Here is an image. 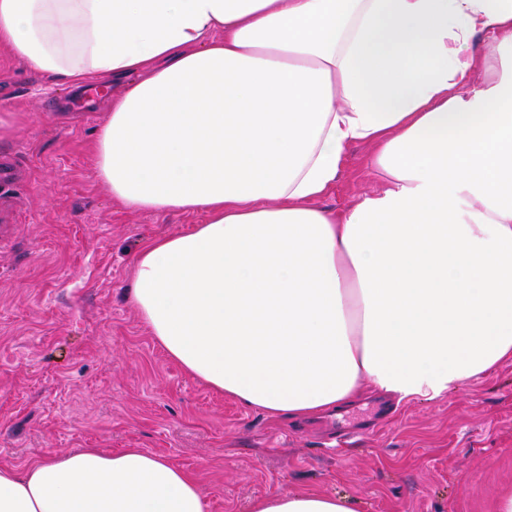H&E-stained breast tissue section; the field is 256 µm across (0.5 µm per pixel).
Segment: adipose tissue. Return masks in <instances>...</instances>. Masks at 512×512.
<instances>
[{
  "label": "adipose tissue",
  "instance_id": "adipose-tissue-1",
  "mask_svg": "<svg viewBox=\"0 0 512 512\" xmlns=\"http://www.w3.org/2000/svg\"><path fill=\"white\" fill-rule=\"evenodd\" d=\"M0 48L82 90L113 202L200 213L129 298L192 377L274 419L434 400L512 360V0H0ZM383 186L316 207L348 149ZM0 512H206L138 448L0 466ZM250 512H357L285 492Z\"/></svg>",
  "mask_w": 512,
  "mask_h": 512
}]
</instances>
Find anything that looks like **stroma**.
<instances>
[{
  "instance_id": "35a3bbf8",
  "label": "stroma",
  "mask_w": 512,
  "mask_h": 512,
  "mask_svg": "<svg viewBox=\"0 0 512 512\" xmlns=\"http://www.w3.org/2000/svg\"><path fill=\"white\" fill-rule=\"evenodd\" d=\"M109 93L86 99L0 48V465L60 451L140 448L193 476L206 512L283 492L353 498L358 512H494L512 487V361L457 392L283 421L192 378L126 297L132 259L198 215L132 212L95 173ZM351 147L321 206L378 186Z\"/></svg>"
}]
</instances>
